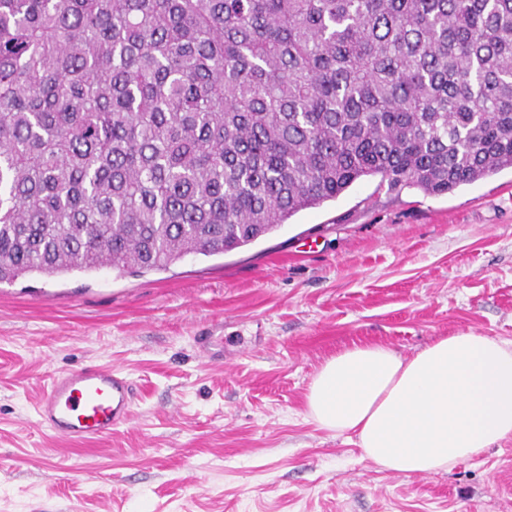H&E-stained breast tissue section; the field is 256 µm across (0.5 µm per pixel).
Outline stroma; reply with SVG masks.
Wrapping results in <instances>:
<instances>
[{
	"mask_svg": "<svg viewBox=\"0 0 512 512\" xmlns=\"http://www.w3.org/2000/svg\"><path fill=\"white\" fill-rule=\"evenodd\" d=\"M512 345V169L428 196L379 177L256 243L164 271L0 283V512H512V438L398 475L305 396L336 353L409 357L461 332ZM224 339L206 361L196 339ZM124 369L135 417L101 440L38 422L60 372Z\"/></svg>",
	"mask_w": 512,
	"mask_h": 512,
	"instance_id": "35a3bbf8",
	"label": "stroma"
}]
</instances>
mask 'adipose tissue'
Wrapping results in <instances>:
<instances>
[{"instance_id": "ef3b65f1", "label": "adipose tissue", "mask_w": 512, "mask_h": 512, "mask_svg": "<svg viewBox=\"0 0 512 512\" xmlns=\"http://www.w3.org/2000/svg\"><path fill=\"white\" fill-rule=\"evenodd\" d=\"M305 400L319 428L354 433L383 469L435 473L512 437V346L472 332L408 358L355 346L320 367Z\"/></svg>"}]
</instances>
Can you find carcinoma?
Returning a JSON list of instances; mask_svg holds the SVG:
<instances>
[{"label": "carcinoma", "mask_w": 512, "mask_h": 512, "mask_svg": "<svg viewBox=\"0 0 512 512\" xmlns=\"http://www.w3.org/2000/svg\"><path fill=\"white\" fill-rule=\"evenodd\" d=\"M512 168V0H0V282L222 255Z\"/></svg>", "instance_id": "1"}]
</instances>
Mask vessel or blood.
I'll use <instances>...</instances> for the list:
<instances>
[{"label": "vessel or blood", "instance_id": "b4317fda", "mask_svg": "<svg viewBox=\"0 0 512 512\" xmlns=\"http://www.w3.org/2000/svg\"><path fill=\"white\" fill-rule=\"evenodd\" d=\"M136 394L135 382L123 371L84 366L58 374L36 414L65 438L102 439L131 422Z\"/></svg>", "mask_w": 512, "mask_h": 512}]
</instances>
